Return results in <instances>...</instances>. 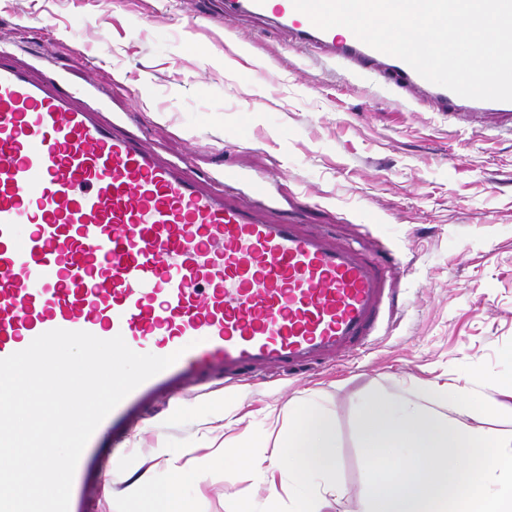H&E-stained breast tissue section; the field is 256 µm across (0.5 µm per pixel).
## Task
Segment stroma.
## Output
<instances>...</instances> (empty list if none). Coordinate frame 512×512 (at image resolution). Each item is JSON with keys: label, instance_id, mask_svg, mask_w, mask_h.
Returning a JSON list of instances; mask_svg holds the SVG:
<instances>
[{"label": "stroma", "instance_id": "35a3bbf8", "mask_svg": "<svg viewBox=\"0 0 512 512\" xmlns=\"http://www.w3.org/2000/svg\"><path fill=\"white\" fill-rule=\"evenodd\" d=\"M223 12L222 0H0V40L27 39L73 81L96 79L110 111L129 114L149 145L194 172H278L274 219L298 198L303 223L397 250V321L338 364L246 384L220 403L192 394L152 408L113 445L106 470L118 490L131 472L161 483L189 448V512H228L239 499L288 512L287 449H256L254 467L239 470L225 466L222 446L287 427L283 405L305 396L336 424L344 493L330 512H359L363 402L460 377L465 364L498 366L512 340V131L432 111Z\"/></svg>", "mask_w": 512, "mask_h": 512}]
</instances>
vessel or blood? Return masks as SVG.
I'll return each instance as SVG.
<instances>
[{"mask_svg":"<svg viewBox=\"0 0 512 512\" xmlns=\"http://www.w3.org/2000/svg\"><path fill=\"white\" fill-rule=\"evenodd\" d=\"M240 16L439 111L512 121V102L461 97L352 31L317 28L293 0H224L225 20ZM275 183L189 171L107 115L94 82L0 42V359L54 329L177 357L98 425L69 512H91L103 442L154 405L215 381L298 375L372 343L396 301L397 252L270 221Z\"/></svg>","mask_w":512,"mask_h":512,"instance_id":"b4317fda","label":"vessel or blood"}]
</instances>
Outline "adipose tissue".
<instances>
[{
	"instance_id": "adipose-tissue-1",
	"label": "adipose tissue",
	"mask_w": 512,
	"mask_h": 512,
	"mask_svg": "<svg viewBox=\"0 0 512 512\" xmlns=\"http://www.w3.org/2000/svg\"><path fill=\"white\" fill-rule=\"evenodd\" d=\"M287 412L289 426L276 439L285 444L289 458L304 462L288 473L289 512H321L328 497L343 493L336 475L335 423L325 411L310 408L303 400ZM182 476V468L173 467L162 488L147 474L133 476L125 494L137 499L140 512H186L181 501Z\"/></svg>"
}]
</instances>
